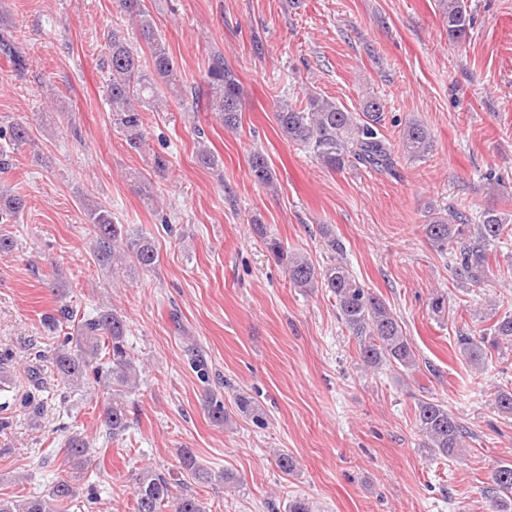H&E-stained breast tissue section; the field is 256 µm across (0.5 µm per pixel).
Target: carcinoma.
Here are the masks:
<instances>
[{
    "label": "carcinoma",
    "instance_id": "carcinoma-1",
    "mask_svg": "<svg viewBox=\"0 0 512 512\" xmlns=\"http://www.w3.org/2000/svg\"><path fill=\"white\" fill-rule=\"evenodd\" d=\"M115 2L135 23L150 53L149 65L145 66L138 49L119 30L107 34L106 95L112 109V124L135 145L142 140V119L136 105L153 102L157 84L177 87L179 79L169 46L156 33L150 15L140 8V0ZM438 7L448 39H466L472 29V18L465 0H438ZM0 53L13 59L18 68H24L22 52L5 30L0 31ZM205 79L208 109L225 129H237L241 86L223 56L215 54L209 59ZM275 118L283 136L307 148L328 170L339 172L357 163L375 171H394L392 149L381 133L384 105L377 99L365 100L357 113L322 96L311 95L298 105L279 102ZM1 139L7 147H0V170H7L12 166L8 147H18L30 140L27 123L13 121L0 126ZM401 145L408 157L423 158L432 151L433 138L425 125L409 120L403 126ZM250 172L260 184L274 183L271 167L261 153L250 158ZM23 209L21 196L0 190V224L11 223ZM85 210L89 223L93 224V249L101 265L112 270L122 262L117 248L123 243L138 267L146 271L156 267L158 254L150 237L128 236L121 225L113 222L112 213L98 203L85 202ZM511 223L512 215L491 207L478 211L469 205H450L430 212L423 231L437 250L450 254L461 280L479 286L488 281L490 252L507 241ZM257 232L273 255L285 263L293 287L305 292L326 288L333 294L341 323L359 340L363 366L405 370L417 366L415 351L399 320L386 301L363 287L339 258L343 245L328 225L321 226V235L333 262L318 267L306 256L286 251L263 227H257ZM128 332L124 316L112 308H104L79 321L75 335L66 337L54 353L57 373L64 382L78 388L93 382L106 394L100 419L112 441L123 439L130 427V397L139 385V367L126 343ZM503 342L512 344V313L498 318L489 336L477 339L464 334L457 336L463 357L474 366L483 363L486 346L498 348ZM38 392L40 385L34 371L32 389L21 396V402L35 412L39 410ZM415 427L423 437V447L435 457L458 456L465 439L470 437L448 407L434 398L417 403ZM64 452L76 470L75 479L61 478L43 495L22 500L0 498V512H69V504L79 496L76 480L91 463V448L86 438L75 432L66 440ZM179 462L196 480L206 482L211 478V472L199 464L192 449H180ZM491 492L497 512H512V462H504L494 469ZM134 497V512H164L166 507L171 512H206L192 493H174L171 475L153 469L140 473Z\"/></svg>",
    "mask_w": 512,
    "mask_h": 512
}]
</instances>
